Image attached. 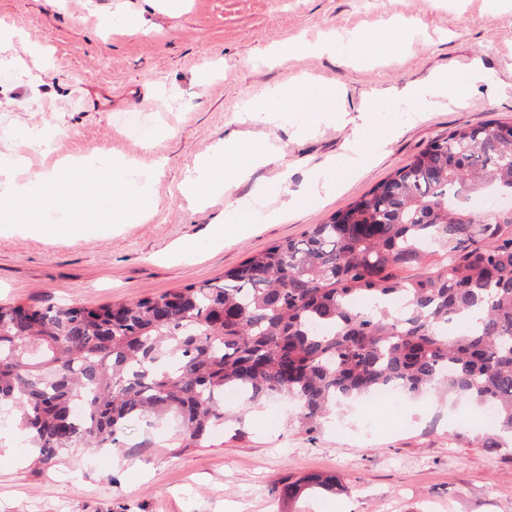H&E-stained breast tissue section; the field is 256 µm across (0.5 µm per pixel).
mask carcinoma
Segmentation results:
<instances>
[{"instance_id":"carcinoma-1","label":"carcinoma","mask_w":512,"mask_h":512,"mask_svg":"<svg viewBox=\"0 0 512 512\" xmlns=\"http://www.w3.org/2000/svg\"><path fill=\"white\" fill-rule=\"evenodd\" d=\"M487 190L512 197V125L464 123L221 279L98 307L0 304V412L49 465L170 413L179 447L200 446L243 423L246 411L224 412L226 390L251 408L290 399L313 434L341 401L397 383L411 398L494 405L493 427L455 438L512 448V212L472 213ZM340 485L304 474L276 492L294 504Z\"/></svg>"}]
</instances>
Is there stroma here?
<instances>
[{
  "label": "stroma",
  "mask_w": 512,
  "mask_h": 512,
  "mask_svg": "<svg viewBox=\"0 0 512 512\" xmlns=\"http://www.w3.org/2000/svg\"><path fill=\"white\" fill-rule=\"evenodd\" d=\"M414 26L393 53L354 57L357 32L381 38L394 16ZM144 18L139 30L125 21ZM0 162L33 168L108 155L154 175L153 211L127 224L67 238L26 224L0 232V302L108 304L222 277L252 253L299 238L386 180L431 140L465 122L512 123V0H0ZM335 55L310 47L328 35ZM463 101L427 108L396 89L439 72L467 77ZM307 80L341 85L338 110L373 120L362 129L323 122L297 132L242 123L243 101ZM144 135L122 123L136 99ZM49 132L46 148L27 147ZM362 142L359 164L345 144ZM280 138L278 163L254 168L233 197L253 200L240 235L215 243L230 198H187L185 178L223 140ZM288 175L295 204L256 198ZM194 244L185 260L171 259ZM293 404L251 412L246 435L221 430L180 452L176 422L128 424L119 449H79L39 466L14 420L0 421V512H282L273 492L288 475L340 478L337 492L308 494L298 512H512V456L458 444L448 402L378 406L371 417L340 406L309 435Z\"/></svg>",
  "instance_id": "obj_1"
}]
</instances>
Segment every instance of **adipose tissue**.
Masks as SVG:
<instances>
[{"mask_svg": "<svg viewBox=\"0 0 512 512\" xmlns=\"http://www.w3.org/2000/svg\"><path fill=\"white\" fill-rule=\"evenodd\" d=\"M341 96L340 86L321 90L300 81L273 88L264 98L246 100L240 119L282 126L298 113L307 128L323 121L340 124L347 120L346 113L336 109ZM281 155L282 149L275 141L266 139L249 144L225 141L188 177L187 192L200 200L213 194H232L251 168L278 161ZM92 168L110 176L108 194L112 207L109 211L96 209L86 192V174ZM152 184L150 172L123 158L64 160L53 169L31 173L22 180H0V228L11 230L30 224L38 211L56 210L68 213L71 221L51 225V232L82 237L92 233L100 222L125 224L148 216L153 205Z\"/></svg>", "mask_w": 512, "mask_h": 512, "instance_id": "ef3b65f1", "label": "adipose tissue"}]
</instances>
